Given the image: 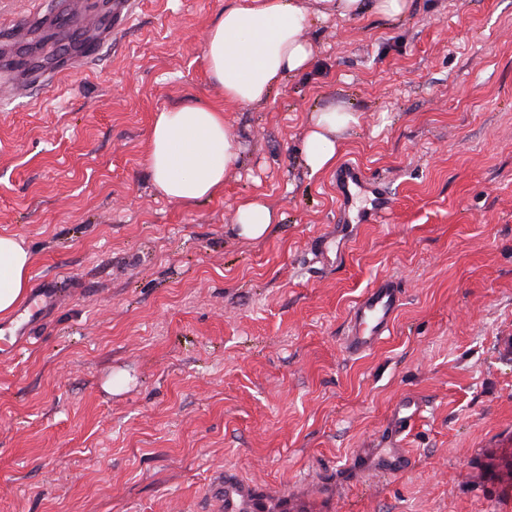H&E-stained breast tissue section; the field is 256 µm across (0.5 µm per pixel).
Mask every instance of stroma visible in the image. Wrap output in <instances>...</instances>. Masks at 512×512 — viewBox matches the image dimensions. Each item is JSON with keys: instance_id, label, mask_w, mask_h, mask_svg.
<instances>
[{"instance_id": "35a3bbf8", "label": "stroma", "mask_w": 512, "mask_h": 512, "mask_svg": "<svg viewBox=\"0 0 512 512\" xmlns=\"http://www.w3.org/2000/svg\"><path fill=\"white\" fill-rule=\"evenodd\" d=\"M227 2L141 0L96 64L0 100V235L30 252L29 283L72 288L0 358V512H192L217 467L334 482V512H512V0L311 16V66L248 106L205 60ZM198 104L223 111L239 165L212 199L171 201L151 129ZM335 106L357 118L338 162L395 207L326 269L310 245L336 222L335 171L303 149ZM247 199L275 213L263 240L236 233ZM383 276L404 304L350 355L348 313ZM406 396L424 407L399 439L411 469L364 479Z\"/></svg>"}]
</instances>
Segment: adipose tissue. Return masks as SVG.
Here are the masks:
<instances>
[{
	"label": "adipose tissue",
	"instance_id": "1",
	"mask_svg": "<svg viewBox=\"0 0 512 512\" xmlns=\"http://www.w3.org/2000/svg\"><path fill=\"white\" fill-rule=\"evenodd\" d=\"M321 17L357 18L374 12L403 15L409 0H316ZM305 0H230L211 28L205 58L210 74L224 87V99L238 105L266 101L283 79L307 69L314 49L303 36L309 17ZM355 116L340 108L311 118L304 163L311 172L332 167L338 135ZM155 187L178 202L212 198L239 163L236 143L221 110L208 105L162 112L150 134L148 157ZM271 209L248 200L236 212L237 235L246 240L267 236ZM31 257L11 236H0V315L10 314L25 295Z\"/></svg>",
	"mask_w": 512,
	"mask_h": 512
}]
</instances>
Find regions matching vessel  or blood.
<instances>
[{"instance_id":"1","label":"vessel or blood","mask_w":512,"mask_h":512,"mask_svg":"<svg viewBox=\"0 0 512 512\" xmlns=\"http://www.w3.org/2000/svg\"><path fill=\"white\" fill-rule=\"evenodd\" d=\"M137 0H113L112 14L107 19L87 17L83 14V0H61V13L83 17L86 26L98 33L95 41L83 50L84 64L93 63L113 31L129 25L135 16ZM336 195L339 201V217L336 233L316 241L314 250L322 265L344 259L346 240L352 225L348 211L354 199L365 204L363 215L366 223H388L394 210V200L378 179L367 175L358 164L346 163L336 171ZM404 291L399 281L384 276L366 288L349 311L343 336L345 350L351 355L369 352L390 335L403 301ZM65 293L54 281L43 279L36 282L29 301L20 308L12 320L0 323V337L4 338L5 355L20 353L23 344L32 337L38 325L53 313L64 299ZM420 414L415 400H400L392 413L386 434L390 451L373 468L377 477L396 475L411 465L403 449L397 448V439L405 434ZM335 485L319 487L314 496H295L280 492L268 496L257 491L252 482L218 469L211 473L203 504L198 512H329V503L335 501Z\"/></svg>"}]
</instances>
